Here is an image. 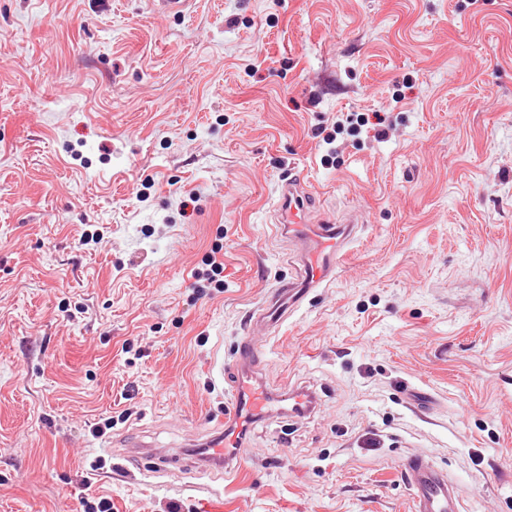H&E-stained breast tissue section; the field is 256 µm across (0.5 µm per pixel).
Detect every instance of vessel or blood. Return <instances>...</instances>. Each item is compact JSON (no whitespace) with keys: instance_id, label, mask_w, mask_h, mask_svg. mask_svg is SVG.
<instances>
[{"instance_id":"b4317fda","label":"vessel or blood","mask_w":512,"mask_h":512,"mask_svg":"<svg viewBox=\"0 0 512 512\" xmlns=\"http://www.w3.org/2000/svg\"><path fill=\"white\" fill-rule=\"evenodd\" d=\"M273 212L280 235L295 251L296 264L292 279L272 293L261 315L268 325L281 320L286 309L296 308L313 289L332 283L358 233L355 218L338 222L317 217L312 209V194L298 175L284 179ZM258 349L253 337L248 336L237 350L232 406L225 412L223 432L208 443L215 467L231 464L237 458L239 439L254 418L265 415L283 400L301 404L309 397L304 390L289 391L283 398L270 394L255 373ZM403 472L412 492L413 512H459L458 496L447 474L422 455L408 457Z\"/></svg>"}]
</instances>
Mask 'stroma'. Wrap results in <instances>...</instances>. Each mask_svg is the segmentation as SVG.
Masks as SVG:
<instances>
[{
	"instance_id": "1",
	"label": "stroma",
	"mask_w": 512,
	"mask_h": 512,
	"mask_svg": "<svg viewBox=\"0 0 512 512\" xmlns=\"http://www.w3.org/2000/svg\"><path fill=\"white\" fill-rule=\"evenodd\" d=\"M458 4L0 0V512H411L414 453L462 512H512V0ZM354 112L393 126L324 164L315 130ZM291 172L362 224L253 332L267 390L319 403L259 418L229 487L189 451L294 274ZM218 238L224 290L194 300Z\"/></svg>"
}]
</instances>
